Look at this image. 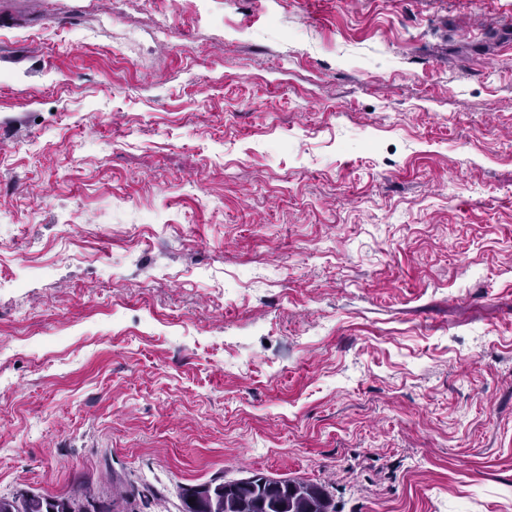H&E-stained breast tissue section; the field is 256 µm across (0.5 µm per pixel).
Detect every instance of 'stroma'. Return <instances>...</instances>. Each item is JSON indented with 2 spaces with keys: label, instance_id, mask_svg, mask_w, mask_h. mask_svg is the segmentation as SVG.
<instances>
[{
  "label": "stroma",
  "instance_id": "35a3bbf8",
  "mask_svg": "<svg viewBox=\"0 0 512 512\" xmlns=\"http://www.w3.org/2000/svg\"><path fill=\"white\" fill-rule=\"evenodd\" d=\"M0 280L1 496L512 512V0H0ZM189 498H194L193 505ZM182 500L185 512H337L322 486L263 473L185 488Z\"/></svg>",
  "mask_w": 512,
  "mask_h": 512
}]
</instances>
